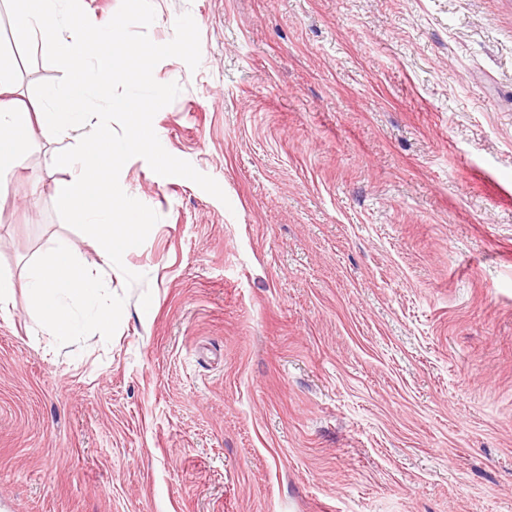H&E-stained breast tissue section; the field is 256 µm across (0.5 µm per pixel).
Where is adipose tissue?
Returning a JSON list of instances; mask_svg holds the SVG:
<instances>
[{
	"instance_id": "ef3b65f1",
	"label": "adipose tissue",
	"mask_w": 512,
	"mask_h": 512,
	"mask_svg": "<svg viewBox=\"0 0 512 512\" xmlns=\"http://www.w3.org/2000/svg\"><path fill=\"white\" fill-rule=\"evenodd\" d=\"M0 3L11 17L10 35L16 45L25 46L41 39L48 53L66 62L72 73L65 92L44 90V103L33 113L23 106L7 64L0 61V181L23 163L21 147L34 135L58 143L68 139L81 143L85 153L97 155L96 167L87 166L82 155L74 156V174L55 182L52 193L98 239L104 262L112 263L121 250L134 245L146 223L113 193L111 179H95L94 173L100 170L108 174L129 155L150 147L151 137L141 117L153 109L154 102L136 96L113 101V109L135 117L124 138L117 142L113 141L110 128L85 122L86 104L92 91H106L112 81H126L134 74L146 78L148 67L142 63L137 70H129L127 61L137 57V50H128L125 59H118L107 47L105 35L74 26L78 0ZM88 60L96 74L97 82L93 85L84 74L83 64Z\"/></svg>"
}]
</instances>
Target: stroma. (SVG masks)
Returning <instances> with one entry per match:
<instances>
[{"instance_id":"35a3bbf8","label":"stroma","mask_w":512,"mask_h":512,"mask_svg":"<svg viewBox=\"0 0 512 512\" xmlns=\"http://www.w3.org/2000/svg\"><path fill=\"white\" fill-rule=\"evenodd\" d=\"M201 63L153 120L214 178L120 185L159 216L123 269L36 137L0 190V512H512V0H152ZM0 55L65 89L41 42ZM126 294L57 346L28 266L56 243ZM142 274L126 287L124 271Z\"/></svg>"}]
</instances>
